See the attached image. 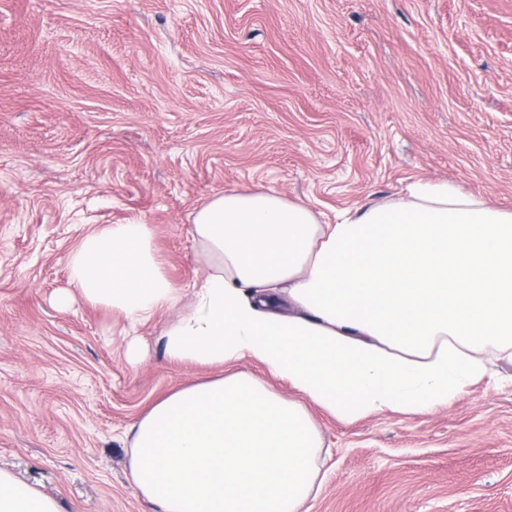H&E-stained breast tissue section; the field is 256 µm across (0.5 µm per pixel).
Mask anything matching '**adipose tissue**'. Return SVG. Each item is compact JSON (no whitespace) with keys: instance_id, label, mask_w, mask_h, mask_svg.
Returning a JSON list of instances; mask_svg holds the SVG:
<instances>
[{"instance_id":"obj_1","label":"adipose tissue","mask_w":512,"mask_h":512,"mask_svg":"<svg viewBox=\"0 0 512 512\" xmlns=\"http://www.w3.org/2000/svg\"><path fill=\"white\" fill-rule=\"evenodd\" d=\"M206 267L180 308L146 224H106L71 253L70 288L129 324L178 309L169 359H249L293 397L233 373L170 392L129 427L132 480L161 512H298L314 488L318 407L344 422L447 405L512 358V211L416 179L327 217L275 188L198 209ZM0 512H58L0 469Z\"/></svg>"}]
</instances>
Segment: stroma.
<instances>
[{
    "label": "stroma",
    "mask_w": 512,
    "mask_h": 512,
    "mask_svg": "<svg viewBox=\"0 0 512 512\" xmlns=\"http://www.w3.org/2000/svg\"><path fill=\"white\" fill-rule=\"evenodd\" d=\"M448 181L512 209V0H0V468L59 512H158L128 426L213 369L75 299L104 224L150 225L179 288L231 190L327 215ZM450 404L346 423L300 512H512V362Z\"/></svg>",
    "instance_id": "obj_1"
}]
</instances>
